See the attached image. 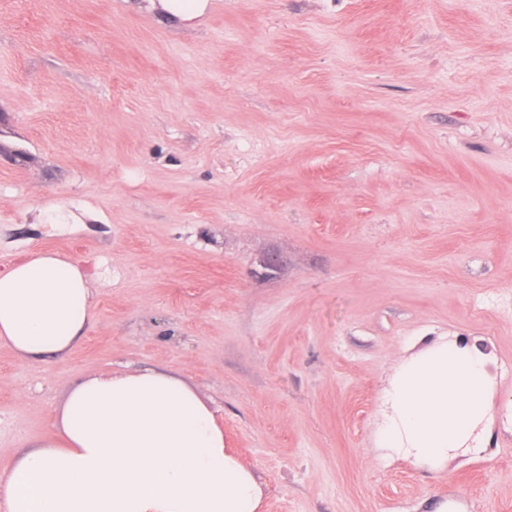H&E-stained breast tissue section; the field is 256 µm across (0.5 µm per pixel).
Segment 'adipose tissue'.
Returning <instances> with one entry per match:
<instances>
[{
    "label": "adipose tissue",
    "mask_w": 512,
    "mask_h": 512,
    "mask_svg": "<svg viewBox=\"0 0 512 512\" xmlns=\"http://www.w3.org/2000/svg\"><path fill=\"white\" fill-rule=\"evenodd\" d=\"M95 281L41 250L0 270V345L24 359L68 353L91 323ZM493 394L489 353L430 342L402 357L382 389L373 445L441 472L451 456L482 450ZM53 429L0 478L10 512H262L255 471L196 390L167 371L72 386Z\"/></svg>",
    "instance_id": "1"
}]
</instances>
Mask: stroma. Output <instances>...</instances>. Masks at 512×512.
<instances>
[{
    "mask_svg": "<svg viewBox=\"0 0 512 512\" xmlns=\"http://www.w3.org/2000/svg\"><path fill=\"white\" fill-rule=\"evenodd\" d=\"M37 249L100 283L71 352L0 346L1 475L73 384L159 368L264 512H512V0H0V269ZM420 336L495 358L437 475L371 444ZM169 18L180 24L193 26L204 17L211 7V0H146Z\"/></svg>",
    "mask_w": 512,
    "mask_h": 512,
    "instance_id": "1",
    "label": "stroma"
}]
</instances>
